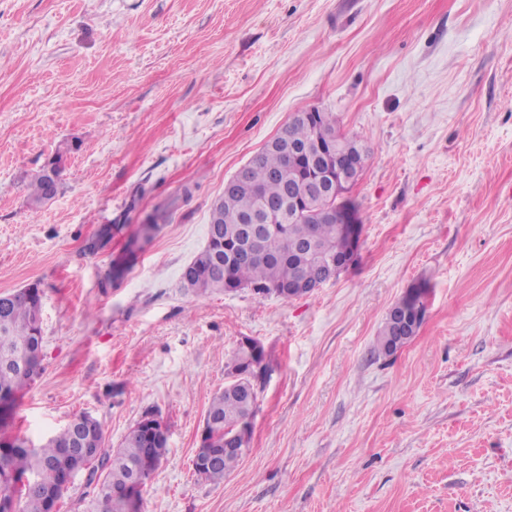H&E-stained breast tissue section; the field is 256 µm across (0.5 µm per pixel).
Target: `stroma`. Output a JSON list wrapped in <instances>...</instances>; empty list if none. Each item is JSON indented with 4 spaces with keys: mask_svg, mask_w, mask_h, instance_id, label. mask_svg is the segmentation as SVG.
<instances>
[{
    "mask_svg": "<svg viewBox=\"0 0 512 512\" xmlns=\"http://www.w3.org/2000/svg\"><path fill=\"white\" fill-rule=\"evenodd\" d=\"M309 107L369 150L358 262L292 300L186 292L225 181ZM31 284L43 371L10 430L86 413L116 447L158 415L144 512H512V0H0V294ZM417 285L421 327L375 355ZM245 336L270 369L215 485L193 459ZM62 161L60 155H56L50 159L40 171V173L34 178L30 184V198L33 204L40 205L53 199L60 187V174L62 167L58 166L57 163ZM54 165V166H53ZM53 166V173L49 170V167ZM49 170V175H48ZM51 177V178H50ZM165 222V216L159 209L148 215L144 223L140 224L137 231L130 238L128 243L129 254H135L130 247L136 242V240L143 239L144 241H150L161 230V223L165 224Z\"/></svg>",
    "mask_w": 512,
    "mask_h": 512,
    "instance_id": "1",
    "label": "stroma"
}]
</instances>
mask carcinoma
<instances>
[{"label": "carcinoma", "instance_id": "carcinoma-1", "mask_svg": "<svg viewBox=\"0 0 512 512\" xmlns=\"http://www.w3.org/2000/svg\"><path fill=\"white\" fill-rule=\"evenodd\" d=\"M335 135L348 144L363 145L362 140L341 131L334 112L304 108L294 113L289 127L247 163V179L257 186L260 195L228 191L213 203L211 241L190 261L191 276L182 279L183 288L196 295L238 288L264 295L270 288L297 279L319 278L325 263L350 253L351 242L339 225L320 223L314 211L286 224H268L260 219L262 202L295 211L300 184L294 173L304 169L316 175L325 170L328 163L319 146ZM60 161L59 155L50 159L30 184L33 204L46 203L57 195ZM50 169L52 177L48 175ZM318 202L322 207L356 209L350 198L338 199L328 192L321 193ZM165 222L163 212L154 211L129 244L138 239L151 240ZM38 304L37 296L27 288L0 296V502L14 505L13 512H50L53 501L65 495L58 469L73 463L84 449L98 448L99 457L88 469L96 495L84 512H131L127 501L112 496L107 488L114 481L134 476L147 486L168 448L149 446L144 436L133 430L112 452L107 449L102 425L95 423L91 431L82 415L38 444L7 431L20 396L42 371V362L38 361L42 351ZM374 352L379 357L393 355L390 327L382 326ZM255 365L267 372V358H251L240 346L225 361L226 370L240 373L241 383L249 382L246 373ZM207 412L215 425L199 439V448L218 458L206 469L204 480L219 484L242 460L239 454L224 453V442L238 433L248 414V401L226 387L213 396Z\"/></svg>", "mask_w": 512, "mask_h": 512}]
</instances>
